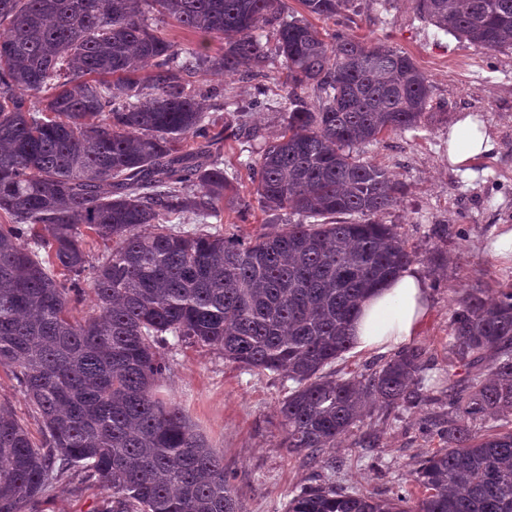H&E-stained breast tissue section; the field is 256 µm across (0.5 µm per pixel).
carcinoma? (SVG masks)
<instances>
[{
	"label": "carcinoma",
	"mask_w": 512,
	"mask_h": 512,
	"mask_svg": "<svg viewBox=\"0 0 512 512\" xmlns=\"http://www.w3.org/2000/svg\"><path fill=\"white\" fill-rule=\"evenodd\" d=\"M336 20L353 0H300ZM436 27L492 51L512 49V0H416ZM154 16L149 25L146 12ZM201 37L188 57L161 32ZM272 30L275 45L263 40ZM224 38V53L206 38ZM273 77L284 128L246 163L259 206L314 219L247 242L224 236L228 188L198 72ZM319 92L311 104L305 90ZM429 105L413 59L343 29L322 35L285 0H0V366L42 425L34 442L0 405V512H24L64 478L98 486L93 512H243L224 458L184 411L157 397L165 349L213 346L224 360L292 382L279 406L287 448L329 465L327 449L370 406L429 399L427 351L409 347L365 372L325 368L352 349L350 327L376 288L415 261L373 216L397 186L348 149L412 129ZM213 218L211 231L170 219ZM112 242L93 264L87 237ZM82 320L71 303L84 290ZM487 361L470 391L457 368ZM448 428L392 499L306 487L286 512H512V283L472 287L453 309Z\"/></svg>",
	"instance_id": "obj_1"
}]
</instances>
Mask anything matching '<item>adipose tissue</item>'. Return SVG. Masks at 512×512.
Returning a JSON list of instances; mask_svg holds the SVG:
<instances>
[{"instance_id":"adipose-tissue-1","label":"adipose tissue","mask_w":512,"mask_h":512,"mask_svg":"<svg viewBox=\"0 0 512 512\" xmlns=\"http://www.w3.org/2000/svg\"><path fill=\"white\" fill-rule=\"evenodd\" d=\"M494 148L488 130L473 116L459 119L448 131V162L466 166ZM428 289L414 269H406L360 305L352 323L354 348L385 354L403 349L419 335L429 316Z\"/></svg>"}]
</instances>
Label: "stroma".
I'll return each mask as SVG.
<instances>
[{"label": "stroma", "instance_id": "1", "mask_svg": "<svg viewBox=\"0 0 512 512\" xmlns=\"http://www.w3.org/2000/svg\"><path fill=\"white\" fill-rule=\"evenodd\" d=\"M345 30L408 54L429 81L430 103L416 128L358 145L355 152L402 189L397 204L377 220L395 226L427 284L431 313L415 343L431 358L429 377L437 378L448 370L450 318L464 289L512 276V261L489 252L499 229L512 227V50L491 52L438 29L418 13L415 0H356ZM192 84L216 128L229 121L242 130L240 139L224 146V173L231 182L225 235L246 240L300 223V216L284 210L255 206L238 212V200L253 192L245 160L258 158L282 126L276 84L266 82L270 107L262 112L248 108L254 81L199 73ZM466 113L485 124L495 147L464 173L448 164V130ZM168 357L171 370L156 393L179 404L223 454L245 512H285L301 488L325 481L347 492L395 497L416 462L444 445L425 428L448 419V397L438 393L416 407L370 409L330 449L334 467L315 466L285 445L278 409L287 386L279 376L246 370L199 344L176 347ZM100 497L99 488L65 479L37 512H92Z\"/></svg>", "mask_w": 512, "mask_h": 512}]
</instances>
